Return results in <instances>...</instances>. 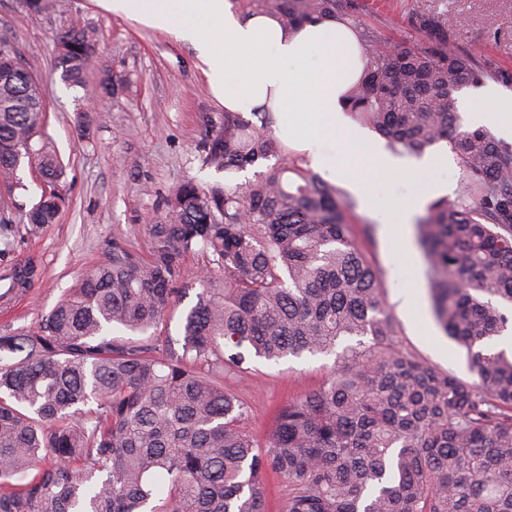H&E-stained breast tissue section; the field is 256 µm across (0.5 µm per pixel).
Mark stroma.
I'll list each match as a JSON object with an SVG mask.
<instances>
[{
    "instance_id": "stroma-1",
    "label": "stroma",
    "mask_w": 512,
    "mask_h": 512,
    "mask_svg": "<svg viewBox=\"0 0 512 512\" xmlns=\"http://www.w3.org/2000/svg\"><path fill=\"white\" fill-rule=\"evenodd\" d=\"M356 28L363 37L388 38L409 47L430 41L412 16L447 14L451 50L478 52L512 73V0H358ZM92 29L97 65L86 85L62 81L55 67L57 38ZM38 80L46 108L34 150L55 154L63 165L66 204L56 223L31 229L27 213L41 196L37 169L21 164V186L0 190V273L31 264L27 289L0 299V333L31 326L93 268L109 263L113 245L147 256L148 225L165 216L166 201L186 181L203 189L269 173L294 161L284 151L226 172L204 162L201 145L224 124L195 66L192 50L167 35L100 9L96 0H65L49 14L29 11L26 0H0V34ZM369 262L382 276L386 304L400 348L432 367L470 382L465 350L437 325L430 306L426 264L414 226L382 224L361 210L349 216ZM335 355H304L280 362L254 360L246 376L225 375L224 387L248 407L242 427L265 445L278 410L323 385Z\"/></svg>"
}]
</instances>
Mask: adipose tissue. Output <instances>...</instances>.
I'll list each match as a JSON object with an SVG mask.
<instances>
[{"mask_svg":"<svg viewBox=\"0 0 512 512\" xmlns=\"http://www.w3.org/2000/svg\"><path fill=\"white\" fill-rule=\"evenodd\" d=\"M106 12L168 35L192 49L196 66L228 112L268 113L275 134L310 169L340 178L371 214L412 223L429 197L453 196L435 182L410 202L383 198L380 184L402 173L419 179L448 163L447 151L395 158L349 119L346 92L364 61L353 29L333 19L283 30L265 13L244 14L231 0H98ZM466 123L491 125L512 139V93L488 86L463 111Z\"/></svg>","mask_w":512,"mask_h":512,"instance_id":"obj_1","label":"adipose tissue"}]
</instances>
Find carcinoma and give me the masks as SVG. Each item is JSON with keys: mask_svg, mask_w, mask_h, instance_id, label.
Returning a JSON list of instances; mask_svg holds the SVG:
<instances>
[{"mask_svg": "<svg viewBox=\"0 0 512 512\" xmlns=\"http://www.w3.org/2000/svg\"><path fill=\"white\" fill-rule=\"evenodd\" d=\"M292 29L353 21L357 0H247ZM427 48L361 47L354 114L395 151L448 142L459 194L416 224L433 313L477 377L463 381L394 344L382 279L357 244L344 189L285 165L247 186L181 185L147 227L146 259L112 249L31 327L0 334V512H265V474L291 488L286 512H512V147L466 129L452 94L499 71L448 50L447 16L422 17ZM94 33L58 37L56 68L82 85ZM0 78V183L37 158L46 188L29 211L56 223L63 168L32 139L45 119L22 65ZM224 113L204 160L226 172L280 152L266 112ZM208 258L205 275L185 258ZM17 266L5 294L30 283ZM199 285L181 338L161 336L179 295ZM122 329L128 338L112 335ZM357 343L336 351L338 342ZM336 353L327 381L281 408L267 448L242 429L247 406L215 372L253 358Z\"/></svg>", "mask_w": 512, "mask_h": 512, "instance_id": "1", "label": "carcinoma"}]
</instances>
